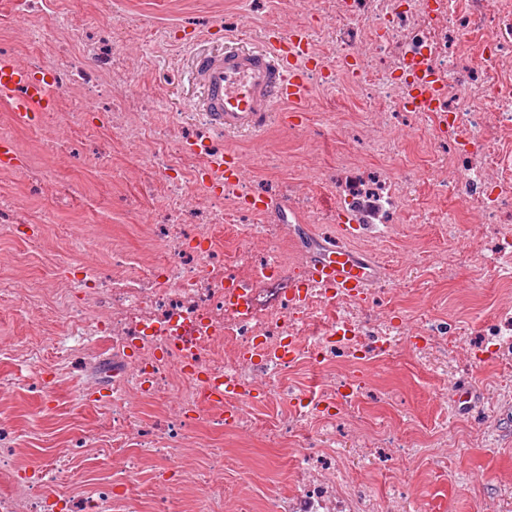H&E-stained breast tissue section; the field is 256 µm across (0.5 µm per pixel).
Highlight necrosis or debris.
<instances>
[{
    "label": "necrosis or debris",
    "mask_w": 512,
    "mask_h": 512,
    "mask_svg": "<svg viewBox=\"0 0 512 512\" xmlns=\"http://www.w3.org/2000/svg\"><path fill=\"white\" fill-rule=\"evenodd\" d=\"M323 6L339 22L338 57L348 58L361 43L371 47L355 76L368 103L384 100L389 111L404 112L411 85L439 82L436 109L454 116L448 188L480 199L482 223H498L512 206V151L492 135L496 129L512 135V0H323ZM26 46L19 64L48 72L58 94L81 89L68 109L47 113L58 129L52 148L66 150L73 134L93 129L129 144L145 138L154 144L139 162L163 176L164 202L152 230L165 248L149 263L113 249V266L125 270L119 279L77 259L57 267L48 284L20 288L0 279V301L30 315L33 325H41L43 308L61 321L58 337L17 350L19 359L46 352L77 362L82 389L103 380L112 388L103 451L109 474L93 494L72 491L90 470L89 434L80 431L41 462L37 480H15L16 464L0 459V474L13 480L11 491L0 495V512H105L111 504L137 512L133 485L147 457L190 474L211 512H223L228 501L237 512H400L394 499L345 486L346 467L333 446L336 421L323 408L353 400V383L329 380L306 400L287 379L305 363L322 369L339 355L370 362L389 354L404 326L382 320L365 331L348 300L321 288L294 300L281 285L288 260L279 237L268 236L259 258L225 266L216 255L215 228L240 221L243 213L223 197L187 188L186 176L199 179L203 172L194 165L195 152L177 143L175 126L151 129L162 98L114 92L130 64L118 44L86 41L82 50L93 66L78 72L68 63L67 43L47 50L30 40ZM228 278L239 284L241 300L227 296ZM224 381L238 384V393L209 403V385ZM143 397L163 407L162 418L142 422L133 402ZM306 415L317 422L318 439L299 449L291 492L275 491L259 502L242 492L228 496L218 475L224 451L200 438V426L231 425L241 436L284 449Z\"/></svg>",
    "instance_id": "necrosis-or-debris-1"
}]
</instances>
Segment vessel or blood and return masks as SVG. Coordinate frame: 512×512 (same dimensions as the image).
<instances>
[{"instance_id":"obj_1","label":"vessel or blood","mask_w":512,"mask_h":512,"mask_svg":"<svg viewBox=\"0 0 512 512\" xmlns=\"http://www.w3.org/2000/svg\"><path fill=\"white\" fill-rule=\"evenodd\" d=\"M265 48L248 51L236 47L200 57L196 76L203 89L198 105L214 130L224 134L261 131L285 106H298L308 95L317 55L311 35L303 28L266 30ZM56 100L49 75L20 68L13 57L0 55V103L9 106L21 123L51 108ZM209 165L220 171L225 186L241 181V165L231 152L213 154ZM242 205L261 212H280L281 198L246 193ZM375 268L353 249L336 243L324 248L307 280L337 295L363 298L375 279Z\"/></svg>"}]
</instances>
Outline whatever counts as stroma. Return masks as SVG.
<instances>
[{"instance_id": "obj_1", "label": "stroma", "mask_w": 512, "mask_h": 512, "mask_svg": "<svg viewBox=\"0 0 512 512\" xmlns=\"http://www.w3.org/2000/svg\"><path fill=\"white\" fill-rule=\"evenodd\" d=\"M44 2L43 10L18 23L0 0V43L17 47L30 29L46 40L75 44L89 34L119 32L139 45L129 74L131 92L164 98L154 123L178 118L186 137L195 134L200 120L191 104L198 93L191 79L196 52L221 51L237 38L259 45L262 29L274 24L309 25L326 52L336 39L321 0ZM63 13L74 19V31L55 28ZM188 25L200 31L191 44L184 41ZM157 26L168 30V41L151 39ZM1 132L12 133L32 164L55 169L72 196L45 225L39 247L20 238L0 240V255L21 258L5 276L34 282L60 258L102 265L116 245L145 262L160 254L148 240V226L163 203L162 192H155L150 207L135 212L106 205L143 190L140 179L124 174L130 160L126 145L109 147L108 165L101 158L107 147L99 139H83L71 152L53 154L30 131L12 128L2 105ZM382 134L390 149L373 152L368 144ZM219 146L239 155L257 191L305 202L304 211L280 225L289 253L304 267L340 238L336 194L346 180L388 171L412 181L408 201L386 214L366 210L361 235L349 240L379 270L355 312L371 325L380 319L406 323L410 333L398 339L390 357L336 363L337 374L357 382L355 404L336 415V444L344 446L358 434L371 437V455L351 456L347 480L374 496L398 498L405 512H512V334L503 327L504 316H512V272L502 265L512 257V236L479 223L475 205L449 192L445 154L433 145L426 124L409 113L391 112L385 129H378L355 85L344 79L329 90L315 88L305 111L277 113L261 136L228 135ZM447 213L454 223H439ZM269 221L252 215L247 223L218 229V256L228 265L260 256L263 242L251 227ZM440 328L447 329V341H429V333ZM34 341L31 323L11 305H0V417L10 426L20 465L31 469L43 453L64 447L73 432L102 426L109 402L102 393L85 400L75 378L51 357L41 366L56 378L53 392L25 384L29 366L13 350ZM463 379L476 389L466 406L454 397ZM222 441L225 480L255 499L270 487L289 489L294 456L233 434Z\"/></svg>"}]
</instances>
